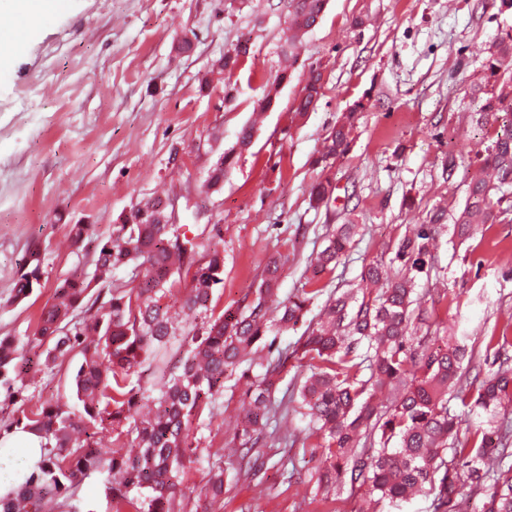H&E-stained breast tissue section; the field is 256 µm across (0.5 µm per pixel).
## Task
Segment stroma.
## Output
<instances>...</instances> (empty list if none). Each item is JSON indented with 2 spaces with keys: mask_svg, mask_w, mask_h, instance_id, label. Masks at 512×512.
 <instances>
[{
  "mask_svg": "<svg viewBox=\"0 0 512 512\" xmlns=\"http://www.w3.org/2000/svg\"><path fill=\"white\" fill-rule=\"evenodd\" d=\"M288 0H67L29 27L20 52L0 56V336L37 324L58 282L93 270L91 252L68 237L72 224L96 235L139 201L173 200L188 237L206 244V223L224 227V285L217 307L254 302L267 259L287 261L279 297L304 285L305 270L334 225L360 230L327 289L356 284L364 264L389 260L388 247L445 212L423 288L446 295L431 321L439 335L464 337L473 360L465 376H486L483 338L512 323V223L453 234L477 165L442 176L449 148H485L502 122L478 125L486 98L485 59L512 30L501 0H328L271 109H263L280 67ZM191 50H184V41ZM244 43L249 53L221 80L202 86L216 59ZM324 95L313 111H294L309 70ZM358 108L350 149L328 172L313 164L341 113ZM252 144L237 151L241 129ZM235 159L220 192L204 193L208 169ZM327 174L328 208L309 205V188ZM44 258L40 288L11 302L29 249ZM240 396L225 398L203 445H226ZM296 472L283 484L269 469L224 496L223 512H319L316 463L301 445L284 450Z\"/></svg>",
  "mask_w": 512,
  "mask_h": 512,
  "instance_id": "35a3bbf8",
  "label": "stroma"
}]
</instances>
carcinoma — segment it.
<instances>
[{
  "label": "carcinoma",
  "mask_w": 512,
  "mask_h": 512,
  "mask_svg": "<svg viewBox=\"0 0 512 512\" xmlns=\"http://www.w3.org/2000/svg\"><path fill=\"white\" fill-rule=\"evenodd\" d=\"M288 32L283 48L297 56L301 35L321 19L327 0H288ZM248 54L245 44L224 52L218 73L232 72ZM493 92L478 110L487 124L501 112L512 114V31L496 40L486 62ZM322 73L306 80L295 112L310 110L320 96ZM357 109L344 112L314 159L330 167L345 156ZM234 151L209 168L205 184L219 189ZM488 177L468 183L455 219L461 235L481 224L512 221V128L477 152ZM329 179L314 183L313 208L328 206ZM148 199L111 227L93 248V275H72L55 289L30 335L0 338V406H15L0 419V439L17 430L33 432L46 453L38 471L0 495V512H81L79 488L92 475L103 477L111 512H218L225 488L243 480L260 485L273 460L267 441L288 442L278 420L293 412L306 422L304 439L321 467L315 474L323 512L348 489L382 506L399 507L422 493L433 512H460L459 488L469 486L481 505L471 512H512V422L501 408L512 403V336L485 337L496 369L477 384L463 385L467 348L457 338L435 351L431 312L422 305L430 291L416 288L431 258L443 213L390 246L389 263L363 267L356 289L341 293L318 288V276L336 268L358 225L338 224L328 244L310 262L297 294L278 297L282 256H272L247 307L215 314V286L224 282V255L218 248L223 225H208L213 243L205 251L163 224ZM90 225H69L71 243L84 246ZM29 270L13 282L11 300L20 303L39 285L41 256L30 252ZM124 270L127 278H114ZM184 284L180 314L189 327L177 333L170 306L160 300ZM318 319L293 350L274 348V336L296 327L322 295ZM81 356L69 378L71 400H44L26 393L28 383L57 374L69 356ZM309 358V372L294 375L291 406L276 397L288 362ZM244 385L248 411L233 440L240 449L233 476L220 450L200 447L204 430L228 391ZM398 391L390 405L376 401L385 388ZM153 403L136 418L142 400ZM464 417L473 422L458 437ZM112 431L111 448L97 435ZM205 471L196 497L186 495L192 470Z\"/></svg>",
  "instance_id": "1"
}]
</instances>
